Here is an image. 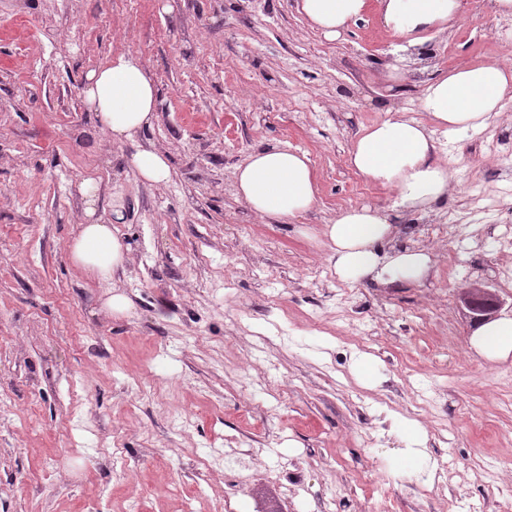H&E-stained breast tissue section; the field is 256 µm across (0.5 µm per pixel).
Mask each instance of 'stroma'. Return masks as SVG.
<instances>
[{"label":"stroma","mask_w":512,"mask_h":512,"mask_svg":"<svg viewBox=\"0 0 512 512\" xmlns=\"http://www.w3.org/2000/svg\"><path fill=\"white\" fill-rule=\"evenodd\" d=\"M505 22L493 0H463L426 55L405 56L378 0L333 40L297 0H0V512H185L198 485L210 512H377L384 496L394 512H502L512 357L476 351L460 296L482 284L512 316V248L498 243L512 236V111L436 129L451 189L424 218L347 155L392 105L422 118L435 67L512 63ZM127 53L159 111L119 144L83 87ZM272 143L306 153L320 188L285 222L236 196L237 167ZM152 147L171 167L163 187L131 164ZM472 190L495 210L472 211ZM354 201L388 210L396 247L435 255L422 283L330 274L323 229ZM90 206L129 248L109 286L67 258ZM114 290L125 312H109ZM362 354L378 385L353 374ZM393 415L425 427L427 466L450 460L447 477L397 469ZM215 449L227 465L212 472Z\"/></svg>","instance_id":"stroma-1"}]
</instances>
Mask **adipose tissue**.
I'll return each instance as SVG.
<instances>
[{"mask_svg": "<svg viewBox=\"0 0 512 512\" xmlns=\"http://www.w3.org/2000/svg\"><path fill=\"white\" fill-rule=\"evenodd\" d=\"M299 8L326 38L339 36L352 20L361 18L367 0H299ZM384 24L404 38L405 49L424 43L423 32L454 21L462 13L461 0H382ZM512 92V66L498 61L458 64L437 71L427 82L421 107L426 120L392 108L385 118L364 128L349 152L347 163L373 185L397 192L396 205L413 213L443 197L450 185L447 169L436 159L430 125L453 133L481 129L501 113L503 97ZM85 101L112 142L133 140L152 125L157 112L156 90L150 73L132 55L113 58L92 72L83 89ZM236 194L253 214L288 219L310 210L317 201V178L306 154L281 145L252 151L236 170ZM330 243L331 272L348 284L370 281L381 287L418 283L433 260L425 251L398 249L384 252L397 235L389 215L367 206L340 211L324 227ZM127 247L110 225L82 224L71 246L72 261L102 282H109L125 262ZM490 360L512 356V317L484 322L472 341ZM395 431L404 448L399 467L415 472L426 462L423 428L403 419Z\"/></svg>", "mask_w": 512, "mask_h": 512, "instance_id": "adipose-tissue-1", "label": "adipose tissue"}]
</instances>
